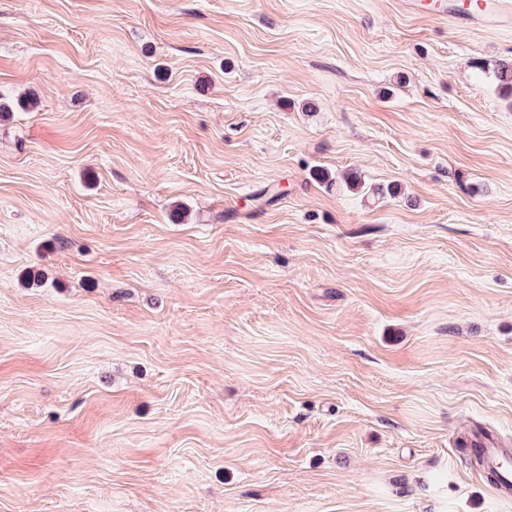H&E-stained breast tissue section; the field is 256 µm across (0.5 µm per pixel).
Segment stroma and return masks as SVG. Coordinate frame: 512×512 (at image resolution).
<instances>
[{"label":"stroma","mask_w":512,"mask_h":512,"mask_svg":"<svg viewBox=\"0 0 512 512\" xmlns=\"http://www.w3.org/2000/svg\"><path fill=\"white\" fill-rule=\"evenodd\" d=\"M510 61L433 0H0V512H512ZM473 445L475 448H470V450L473 454L480 457L481 460L479 459V462L482 461L486 468L495 469L498 472L495 470L486 472L489 481L497 485L499 480L498 488L502 493L507 494L512 491V464L511 466L509 465L508 448L488 447L482 443Z\"/></svg>","instance_id":"obj_1"}]
</instances>
